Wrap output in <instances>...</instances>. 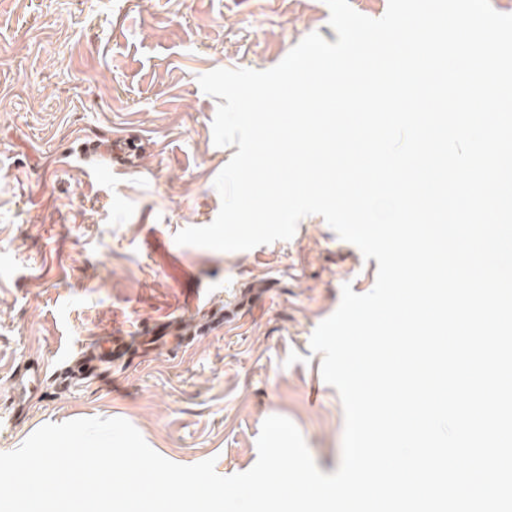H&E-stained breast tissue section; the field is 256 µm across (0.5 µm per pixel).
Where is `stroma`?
Returning <instances> with one entry per match:
<instances>
[{
	"label": "stroma",
	"mask_w": 512,
	"mask_h": 512,
	"mask_svg": "<svg viewBox=\"0 0 512 512\" xmlns=\"http://www.w3.org/2000/svg\"><path fill=\"white\" fill-rule=\"evenodd\" d=\"M329 16L325 0H0V408L15 368L47 369L0 452L48 423L119 417L168 460L230 476L281 415L338 469L343 405L310 338L344 284L373 289L377 260L316 214L248 251L174 240L214 221L236 152L213 142L219 100L199 76L270 69L313 32L336 42ZM116 131L137 139L136 166L100 152ZM172 316L199 328L192 343L58 385L62 353Z\"/></svg>",
	"instance_id": "35a3bbf8"
}]
</instances>
